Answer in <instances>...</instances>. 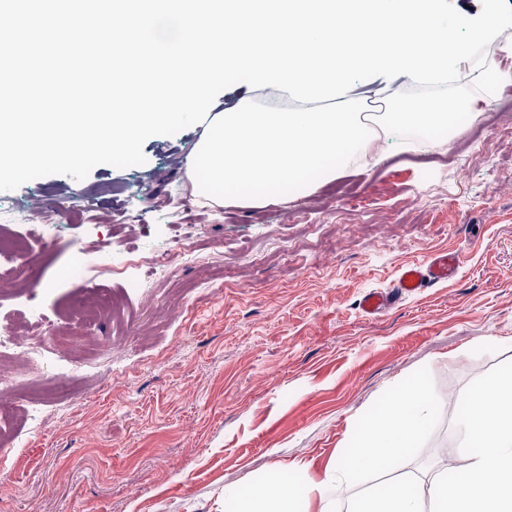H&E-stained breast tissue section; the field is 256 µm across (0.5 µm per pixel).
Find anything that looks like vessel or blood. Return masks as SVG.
Wrapping results in <instances>:
<instances>
[{
	"label": "vessel or blood",
	"instance_id": "1",
	"mask_svg": "<svg viewBox=\"0 0 512 512\" xmlns=\"http://www.w3.org/2000/svg\"><path fill=\"white\" fill-rule=\"evenodd\" d=\"M459 266L456 253L443 252L404 266L392 285L366 292L358 303L363 316L372 318L387 312L397 301L454 277Z\"/></svg>",
	"mask_w": 512,
	"mask_h": 512
}]
</instances>
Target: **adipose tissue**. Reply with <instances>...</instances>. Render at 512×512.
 I'll return each instance as SVG.
<instances>
[{"mask_svg":"<svg viewBox=\"0 0 512 512\" xmlns=\"http://www.w3.org/2000/svg\"><path fill=\"white\" fill-rule=\"evenodd\" d=\"M458 403L468 448L458 482H449L443 469L420 482L391 474L419 448L430 425L434 401L417 381L389 397L320 484H289L273 473L247 487L225 490L224 512H298L300 502L314 497L321 503L319 512H334L337 493L373 471L391 478L381 490L360 498L354 512H512V369L481 382Z\"/></svg>","mask_w":512,"mask_h":512,"instance_id":"ef3b65f1","label":"adipose tissue"}]
</instances>
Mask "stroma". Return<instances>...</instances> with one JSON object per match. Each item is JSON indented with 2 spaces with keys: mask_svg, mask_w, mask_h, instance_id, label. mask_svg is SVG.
Wrapping results in <instances>:
<instances>
[{
  "mask_svg": "<svg viewBox=\"0 0 512 512\" xmlns=\"http://www.w3.org/2000/svg\"><path fill=\"white\" fill-rule=\"evenodd\" d=\"M203 128L154 136L144 164L48 175L0 194L29 224L68 220L23 263L0 265V325L56 315L78 346L45 336L65 360L64 392L11 398L21 415L0 450V512H224V489L283 464L321 482L387 393L421 380L432 426L396 474L461 467L465 435L445 404L512 369V127L487 125L452 162L401 153L344 166L287 202L206 205L185 167ZM149 180L150 201L109 208L94 192ZM139 216L128 238L123 212ZM194 225L201 265L94 280L75 257L133 245L174 248ZM452 250L455 279L375 318L358 303L401 267Z\"/></svg>",
  "mask_w": 512,
  "mask_h": 512,
  "instance_id": "35a3bbf8",
  "label": "stroma"
}]
</instances>
